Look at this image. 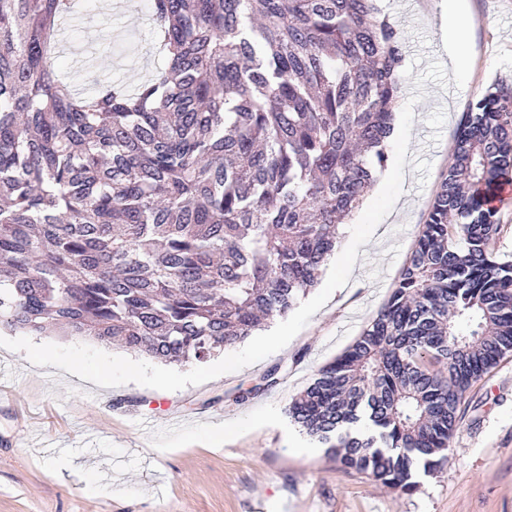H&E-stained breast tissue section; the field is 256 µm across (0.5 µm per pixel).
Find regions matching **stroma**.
<instances>
[{
  "mask_svg": "<svg viewBox=\"0 0 512 512\" xmlns=\"http://www.w3.org/2000/svg\"><path fill=\"white\" fill-rule=\"evenodd\" d=\"M380 0L400 35L404 97L443 60L441 0L418 9ZM471 67L451 99L426 82L414 106L405 178L354 273L281 350L238 371L172 392L126 383L100 387L62 369L41 375L24 353L0 347V512H512V357L466 393L443 469L404 493L340 469L324 447L306 451L288 419L292 397L339 356L386 301L451 163L456 132L488 92L512 88V0H466ZM149 0H76L57 53L83 85L79 62L108 54L109 77L130 83L159 64ZM278 369L276 386L259 382ZM248 390L236 400L238 390ZM98 463L105 489L73 472Z\"/></svg>",
  "mask_w": 512,
  "mask_h": 512,
  "instance_id": "1",
  "label": "stroma"
}]
</instances>
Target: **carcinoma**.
<instances>
[{
	"instance_id": "1",
	"label": "carcinoma",
	"mask_w": 512,
	"mask_h": 512,
	"mask_svg": "<svg viewBox=\"0 0 512 512\" xmlns=\"http://www.w3.org/2000/svg\"><path fill=\"white\" fill-rule=\"evenodd\" d=\"M73 0H0V325L204 362L315 287L387 167L403 88L377 0H150L163 64L77 93ZM512 92L465 114L376 317L288 406L342 469L412 491L512 357ZM395 129H396V127H394L393 135H392L391 139L390 138L388 139V143H387V152L389 155L388 164H387L385 171L379 176V179L385 178V176L390 171V169L393 165V161H394L393 139H394ZM379 179H378L377 183L375 184V186L373 187V189L369 192V194H368L367 198L365 199V201L363 202L362 206L354 213V215L351 217V219L346 221L347 224H343L342 226H340L339 243H338V247L336 249V255H335L336 258L339 256V254L342 252V250L349 243L351 228L357 223V221L361 217L362 213L364 212V210L368 206V204L379 193V191H380L378 189ZM512 188L507 186L495 203L504 196L498 203L499 217L501 224H506L496 244V253L500 262L512 263ZM511 195V196H509Z\"/></svg>"
}]
</instances>
